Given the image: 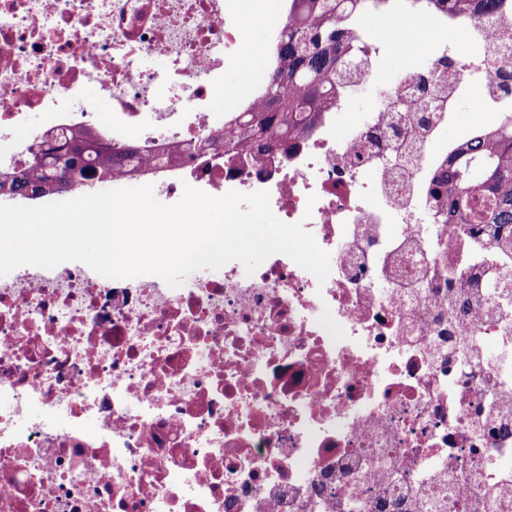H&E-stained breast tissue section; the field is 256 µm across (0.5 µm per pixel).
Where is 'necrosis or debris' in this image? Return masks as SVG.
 <instances>
[{
  "mask_svg": "<svg viewBox=\"0 0 512 512\" xmlns=\"http://www.w3.org/2000/svg\"><path fill=\"white\" fill-rule=\"evenodd\" d=\"M248 18L226 0H0V167L43 138L98 128L95 85L137 146L224 126L226 63ZM455 48L487 111L501 57L482 25ZM161 56L167 75L149 67ZM437 70L415 69L433 119L420 151L383 156L406 113L379 107L337 141L331 119L282 162L185 163L155 195L268 191L332 261L325 282L275 253L169 287L22 266L0 282V512H512V292L494 251L462 255L420 216L426 172L449 148ZM35 132L16 137L32 113ZM472 309L452 311L436 243ZM479 356L461 366L459 337ZM47 416L28 418L29 406Z\"/></svg>",
  "mask_w": 512,
  "mask_h": 512,
  "instance_id": "obj_1",
  "label": "necrosis or debris"
}]
</instances>
